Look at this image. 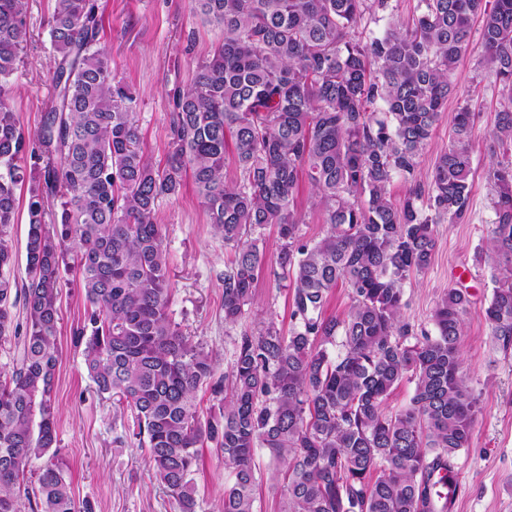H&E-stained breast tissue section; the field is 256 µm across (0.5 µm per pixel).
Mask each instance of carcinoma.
I'll list each match as a JSON object with an SVG mask.
<instances>
[{
    "instance_id": "1",
    "label": "carcinoma",
    "mask_w": 512,
    "mask_h": 512,
    "mask_svg": "<svg viewBox=\"0 0 512 512\" xmlns=\"http://www.w3.org/2000/svg\"><path fill=\"white\" fill-rule=\"evenodd\" d=\"M223 41L194 82L172 95L163 169L139 147L135 100L97 47V0H55L50 42L55 99L27 134L9 104L27 39V0H0V342L12 324L18 186L30 181L23 289L27 327L19 366L0 373V512H21L15 488L57 441V299L74 269L89 304L74 335L96 392L134 413L159 486L178 512H197L193 474L206 443L232 480L222 512H255L256 450L285 464L280 512H448L441 491L450 458L469 447L477 419L460 350L467 293L450 288L435 335L412 337L404 284L425 271L438 218L461 222L470 201L474 114L454 117L453 141L428 191L392 202L396 176L418 158L454 91L451 76L480 21L482 63L508 104L494 138L495 220L488 234L495 288L482 310L494 338L512 345V0H419L412 26L365 39V15L387 0H192ZM385 105L382 116L371 107ZM232 161L239 180H224ZM191 179L208 223L234 250L224 270V322L253 299L268 224L283 241L278 278L293 286L288 334L269 323L240 338L228 371L172 320L159 200ZM315 191L326 230L300 234L301 180ZM60 200V223L44 205ZM343 283L350 305L323 314ZM410 404L386 411L403 381ZM210 389L218 412L198 413ZM41 512H81L53 464L38 478Z\"/></svg>"
}]
</instances>
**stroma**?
<instances>
[{
  "label": "stroma",
  "instance_id": "stroma-1",
  "mask_svg": "<svg viewBox=\"0 0 512 512\" xmlns=\"http://www.w3.org/2000/svg\"><path fill=\"white\" fill-rule=\"evenodd\" d=\"M98 5L102 26L98 46L111 57L113 70L136 99L141 149L153 164L164 166L172 92L191 84L198 63L211 54L223 33L194 13L191 0H98ZM54 6L55 0H28L24 63L11 80V105L31 134L54 97L48 25ZM480 57V36L475 33L452 76L456 91L420 155L414 179L395 178L389 193L398 202L414 184H430L435 161L454 136V114L461 105H469L476 117L468 214L460 223L439 220L430 266L404 286L403 320L415 334L433 333V314L444 292L451 287L467 290L470 309L461 351L480 413L469 447L451 459L459 484L449 512H512V346L497 342L482 316L495 287L485 246L494 219L492 172L501 153L492 131L504 99L494 71L480 65ZM17 196L16 258L9 275L19 289L28 282V188L18 189ZM156 221L163 226L168 253L171 316L185 335L213 352L220 368L230 364L240 336L258 334L271 322L281 330L291 329L292 290L277 277L282 242L275 226L260 233L266 264L254 299L236 323L228 324L224 269L231 251L209 224L192 183H185L178 196L159 201ZM57 305L53 461L76 502H90L93 512H176L173 498L153 478L146 448L132 436L130 408L98 395L87 375L73 332L83 323L88 304L74 273H64ZM230 477L221 456L212 446L203 447L194 474L198 512H221L224 482Z\"/></svg>",
  "mask_w": 512,
  "mask_h": 512
}]
</instances>
